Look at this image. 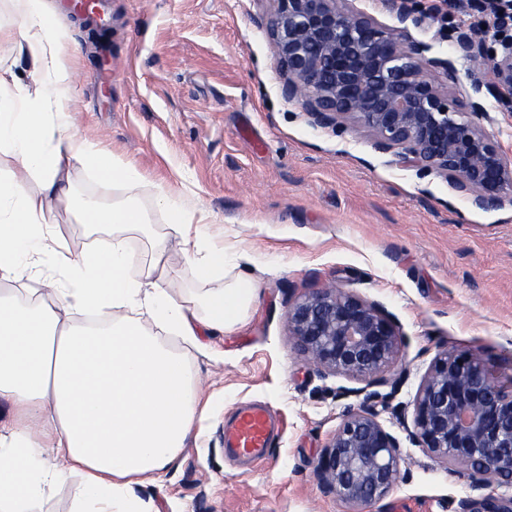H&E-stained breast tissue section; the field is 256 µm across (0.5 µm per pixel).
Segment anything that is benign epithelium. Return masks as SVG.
Segmentation results:
<instances>
[{"mask_svg": "<svg viewBox=\"0 0 512 512\" xmlns=\"http://www.w3.org/2000/svg\"><path fill=\"white\" fill-rule=\"evenodd\" d=\"M267 28L283 78L282 92L302 101L309 124L335 127L345 121L374 138L393 163L434 171L483 210L512 208V159L484 130L489 119L477 100L461 102L450 59L428 58L429 46L408 40L407 23L424 15L411 0H388L400 27L338 6V0H274ZM451 38L465 59L477 57L493 72L491 89L512 105V34L498 35L499 48L485 49L473 29L457 27ZM440 69L446 83L426 78L422 64ZM288 329L300 350L323 373L388 383L384 373L400 352L398 327L384 310L346 288L326 287L288 308ZM410 439L462 476L474 491L512 485V385L495 383L479 350L440 353L414 400ZM400 442L364 403L344 415L322 448L317 476L322 489L361 512L405 478ZM457 512H512L510 496H468Z\"/></svg>", "mask_w": 512, "mask_h": 512, "instance_id": "1", "label": "benign epithelium"}]
</instances>
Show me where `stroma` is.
Segmentation results:
<instances>
[{
	"instance_id": "obj_1",
	"label": "stroma",
	"mask_w": 512,
	"mask_h": 512,
	"mask_svg": "<svg viewBox=\"0 0 512 512\" xmlns=\"http://www.w3.org/2000/svg\"><path fill=\"white\" fill-rule=\"evenodd\" d=\"M106 2L112 34L101 41L65 0H47L67 33L73 132L134 165L148 185L139 201L149 232L131 238L139 256L131 274L145 272L160 241L184 296L210 287L156 203L165 192L205 216L216 246L250 255L228 275L250 274L260 288L248 319L206 347L165 336L188 363L202 412L176 462L137 495L154 512H349L320 486L317 461L347 410L369 398L400 440L405 478L363 512H455L472 490L410 441L412 401L446 349L481 350L494 377L512 381V210L479 209L442 176L393 164L368 133L311 126L284 96L268 31L256 23L274 14V0ZM416 8L427 18L409 26L410 40L453 59L452 92L468 100L474 63L458 57L449 35L473 18L444 0ZM479 96L486 132L512 156V108ZM70 179L73 194L102 207L127 194L82 162L71 163ZM54 212L71 252L99 238L72 204ZM328 286L380 304L399 327L401 351L377 398L365 381L319 374L289 334V306ZM250 403L280 430L265 459L243 466L222 436Z\"/></svg>"
}]
</instances>
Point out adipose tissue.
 Here are the masks:
<instances>
[{
    "label": "adipose tissue",
    "mask_w": 512,
    "mask_h": 512,
    "mask_svg": "<svg viewBox=\"0 0 512 512\" xmlns=\"http://www.w3.org/2000/svg\"><path fill=\"white\" fill-rule=\"evenodd\" d=\"M12 20L0 41L18 45L32 68L20 77L0 65V150L19 174L0 172V281L41 285L26 301L0 296V512H37L71 476L81 478L72 512H148L134 485L161 475L181 454L195 421L194 385L184 359L157 338L168 332L199 342L234 331L258 295L255 279H227L228 264L248 262L187 233L192 215L160 195L170 227L199 279L216 281L201 298L174 292L176 273L156 252L144 276H130L137 257L130 229L145 230L136 197L112 207L80 208L83 223L106 227L96 244L72 254L56 231L53 205L71 197L70 162L93 165L133 190L134 166L108 160L71 134L63 120L72 71L63 32L44 0H10ZM28 175L37 190L24 188ZM109 317L107 326L72 323L69 310ZM148 316L153 329L138 318Z\"/></svg>",
    "instance_id": "adipose-tissue-1"
}]
</instances>
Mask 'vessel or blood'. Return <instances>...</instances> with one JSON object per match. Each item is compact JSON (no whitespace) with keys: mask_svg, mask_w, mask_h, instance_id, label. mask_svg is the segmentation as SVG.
<instances>
[{"mask_svg":"<svg viewBox=\"0 0 512 512\" xmlns=\"http://www.w3.org/2000/svg\"><path fill=\"white\" fill-rule=\"evenodd\" d=\"M274 436L271 417L262 408L249 406L225 428L224 450L242 460L261 458L272 448Z\"/></svg>","mask_w":512,"mask_h":512,"instance_id":"vessel-or-blood-1","label":"vessel or blood"}]
</instances>
